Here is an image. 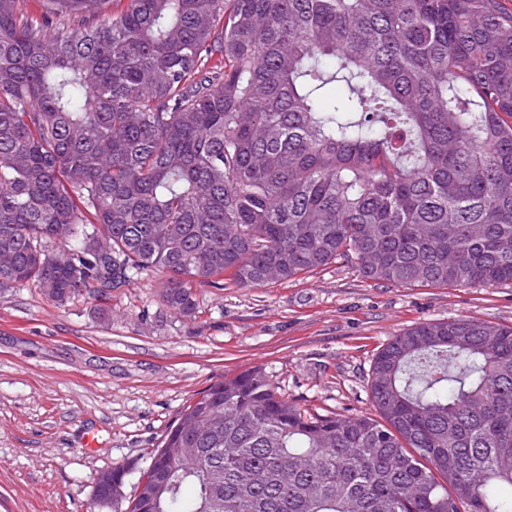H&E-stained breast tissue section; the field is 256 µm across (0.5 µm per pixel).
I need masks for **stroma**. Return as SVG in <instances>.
<instances>
[{"label":"stroma","instance_id":"35a3bbf8","mask_svg":"<svg viewBox=\"0 0 512 512\" xmlns=\"http://www.w3.org/2000/svg\"><path fill=\"white\" fill-rule=\"evenodd\" d=\"M194 317L161 301L152 277L113 289L101 317L79 296L0 293V512H90L99 476L140 470L182 411L211 384L261 369L316 412L373 415L368 377L388 340L425 321L512 324V284L401 287L333 262L254 288L200 286ZM96 436L87 447L88 436Z\"/></svg>","mask_w":512,"mask_h":512}]
</instances>
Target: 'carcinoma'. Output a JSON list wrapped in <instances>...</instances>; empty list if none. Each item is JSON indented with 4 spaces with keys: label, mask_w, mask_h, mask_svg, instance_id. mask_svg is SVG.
<instances>
[{
    "label": "carcinoma",
    "mask_w": 512,
    "mask_h": 512,
    "mask_svg": "<svg viewBox=\"0 0 512 512\" xmlns=\"http://www.w3.org/2000/svg\"><path fill=\"white\" fill-rule=\"evenodd\" d=\"M0 0V292L63 305L336 260L397 286L512 283L503 0ZM377 416L259 369L202 392L131 512H512V325L420 322L375 354Z\"/></svg>",
    "instance_id": "carcinoma-1"
}]
</instances>
